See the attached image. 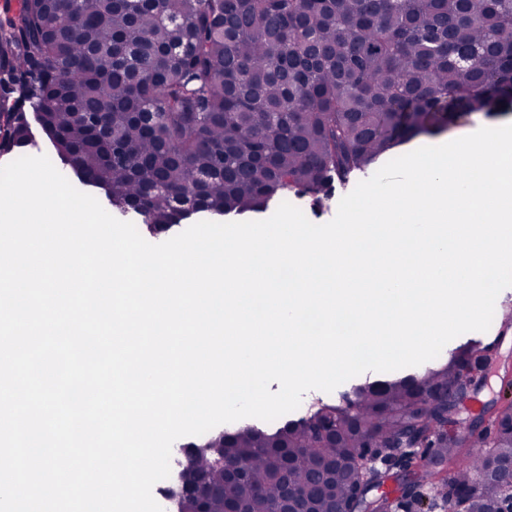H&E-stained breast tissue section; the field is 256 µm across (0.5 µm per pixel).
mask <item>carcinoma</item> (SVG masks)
I'll list each match as a JSON object with an SVG mask.
<instances>
[{
    "instance_id": "carcinoma-1",
    "label": "carcinoma",
    "mask_w": 512,
    "mask_h": 512,
    "mask_svg": "<svg viewBox=\"0 0 512 512\" xmlns=\"http://www.w3.org/2000/svg\"><path fill=\"white\" fill-rule=\"evenodd\" d=\"M0 155L31 145L29 117L60 163L166 235L199 213H263L288 195L314 208L395 147L455 119L512 111V0H23L0 33ZM33 115H28V111ZM488 349L468 341L448 361L314 401L271 429L183 444L235 476L240 512H278L283 473L332 512L362 482L358 512H388L392 474L355 464L368 442L415 449L409 486L463 512H495L512 460V403L494 431L463 426ZM180 512H225L224 495L179 496Z\"/></svg>"
}]
</instances>
